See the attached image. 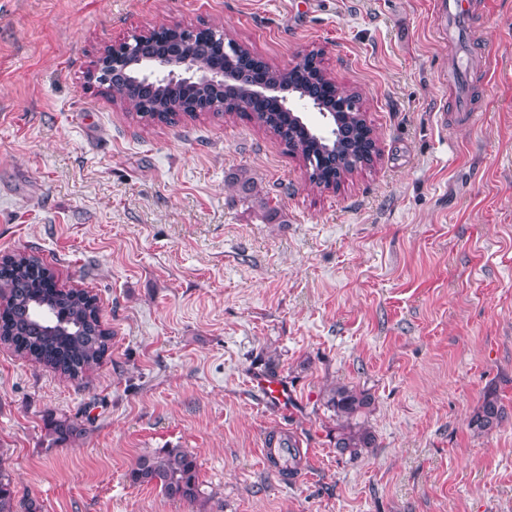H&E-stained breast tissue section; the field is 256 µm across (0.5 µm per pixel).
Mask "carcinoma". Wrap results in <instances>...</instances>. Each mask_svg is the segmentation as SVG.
<instances>
[{
	"instance_id": "1",
	"label": "carcinoma",
	"mask_w": 512,
	"mask_h": 512,
	"mask_svg": "<svg viewBox=\"0 0 512 512\" xmlns=\"http://www.w3.org/2000/svg\"><path fill=\"white\" fill-rule=\"evenodd\" d=\"M182 50L199 67L210 61V52L196 43ZM315 55L303 57L291 68L263 67L266 81L277 86H291L309 92L320 83V71L312 67ZM116 80L126 86V93L139 105V116L146 121L175 123L180 117L194 115L193 107H211L224 100V88L201 84L190 88L162 80L147 82L131 71L116 67ZM259 127L278 137L288 149L302 157L312 168L310 177L323 185L339 172L351 174L372 162V144L367 135V121L361 109L343 113L339 137L331 144L304 136L297 119L275 106L249 113ZM53 271L36 256L18 252L0 259V285L7 289V304L0 314V343L21 355L71 378L82 375L105 355L112 333L103 328L94 298L72 289L62 292L49 286ZM372 403L364 392L337 384L328 388L323 406L336 416V448L353 458L374 447L372 432L358 417ZM507 418L505 405L497 390L483 395L469 426L479 434L498 427ZM52 440L66 442L81 435V429L67 419L51 420ZM280 452L273 464L288 475L297 471L299 450L292 438H279ZM138 485H152L170 499L195 504L201 501L195 457L182 448H161L140 455L129 472ZM0 512H42L35 497L17 498L10 475L0 469Z\"/></svg>"
}]
</instances>
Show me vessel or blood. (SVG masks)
Here are the masks:
<instances>
[{
  "label": "vessel or blood",
  "mask_w": 512,
  "mask_h": 512,
  "mask_svg": "<svg viewBox=\"0 0 512 512\" xmlns=\"http://www.w3.org/2000/svg\"><path fill=\"white\" fill-rule=\"evenodd\" d=\"M440 10L438 23L445 27L449 42L456 48L454 107L458 117L466 119L472 110L467 70L475 5L473 0H441ZM250 385L261 401L269 405L285 407L291 397L287 386L276 378L256 376L251 379Z\"/></svg>",
  "instance_id": "vessel-or-blood-1"
}]
</instances>
